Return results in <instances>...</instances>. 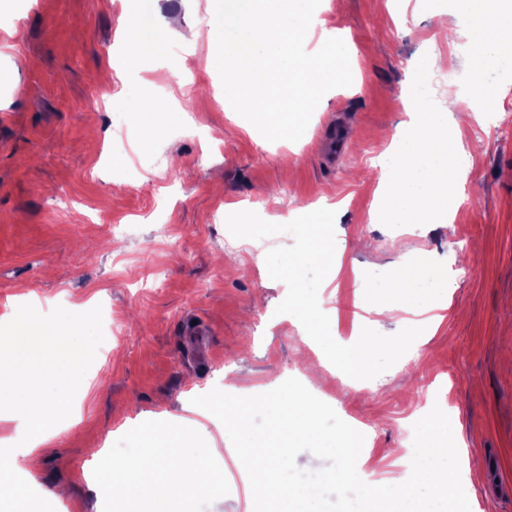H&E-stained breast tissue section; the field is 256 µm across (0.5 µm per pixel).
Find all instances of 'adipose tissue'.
Wrapping results in <instances>:
<instances>
[{
	"instance_id": "ef3b65f1",
	"label": "adipose tissue",
	"mask_w": 512,
	"mask_h": 512,
	"mask_svg": "<svg viewBox=\"0 0 512 512\" xmlns=\"http://www.w3.org/2000/svg\"><path fill=\"white\" fill-rule=\"evenodd\" d=\"M448 24L465 40V65L470 73L486 72L493 64L512 58V0H452ZM172 32L169 21L152 31H143L126 10L121 22L119 61L103 69L104 79L124 77L127 66L143 59H162ZM459 121L452 112L413 113L396 148L386 152L382 177L387 191L377 214L383 224H443L453 219L456 199L450 172H463L470 165L466 154L457 152L455 131ZM304 233L306 254H287L273 274L289 293H298L306 277V256H313L324 268H338L345 250L332 219L326 211L309 210ZM429 271L423 265H407L392 271L384 286L392 297L389 310L404 309L406 301L423 302L424 283ZM72 326L46 323L34 316L24 319L28 347L0 339V410L20 408L25 424L27 448L19 457L0 464V512H26L24 490L12 474L21 466H35V452L56 432L59 420L70 414L71 404L48 394V387H61L71 380L73 369L95 360V346L70 342ZM370 347L359 341L340 343L334 359L324 369H335L338 379L367 370ZM136 438L145 451L114 461L96 451V488L112 512H131L130 502H178L180 512H192L194 498L202 492L215 496L224 492V474L188 449L191 433L182 419L165 427L147 425Z\"/></svg>"
}]
</instances>
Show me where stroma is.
<instances>
[{
  "label": "stroma",
  "instance_id": "stroma-1",
  "mask_svg": "<svg viewBox=\"0 0 512 512\" xmlns=\"http://www.w3.org/2000/svg\"><path fill=\"white\" fill-rule=\"evenodd\" d=\"M149 3L153 20L179 19L164 67L140 61L139 77L113 79L92 102L86 88L120 43L125 0H40L34 10L0 0L26 61L17 71L0 61V336L18 330L25 295L43 320L75 324V343L105 348L65 388L73 412L24 477L31 512L59 486L57 512H107L89 478L93 452L112 442L139 453V428L174 416L190 417L192 447L226 475L222 500L200 494L195 512H247L229 436L208 411L190 413L192 398L224 386L268 392L302 378L305 359L334 356L339 340L372 342L373 368L309 390L369 430L362 480L389 478V449L412 448L405 429L437 406L482 461L467 485L474 512H512V70L493 78L496 102L457 139L471 158L461 209L411 234L374 221L377 158L408 119L422 64L440 76L433 102L468 82L464 40L446 27L451 0H321L310 39L339 32L355 81L328 91L288 145L229 119L219 75L199 68L211 0L177 11ZM180 70L191 76L171 102ZM148 97L162 111H139ZM62 194L73 205L54 210ZM321 203L346 243L340 272L307 267L331 341L304 335L267 275L283 253L305 251V211ZM161 217L172 228L163 240ZM113 224L126 234H110ZM403 260L447 272L434 297L449 307L430 328L422 312H404L395 336L370 284ZM155 266L163 284L141 288Z\"/></svg>",
  "mask_w": 512,
  "mask_h": 512
}]
</instances>
